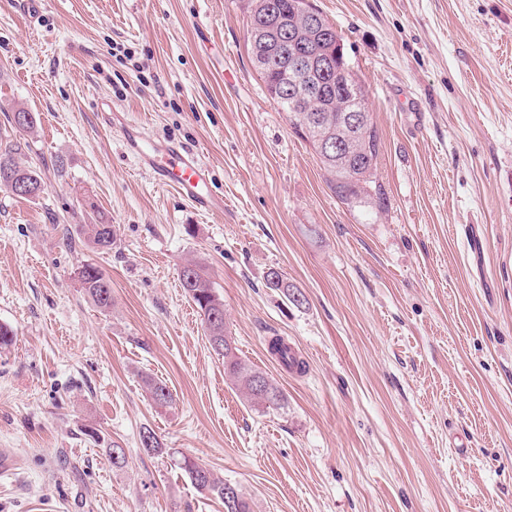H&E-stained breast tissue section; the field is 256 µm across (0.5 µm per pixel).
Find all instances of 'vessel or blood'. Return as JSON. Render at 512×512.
<instances>
[{
    "label": "vessel or blood",
    "instance_id": "obj_1",
    "mask_svg": "<svg viewBox=\"0 0 512 512\" xmlns=\"http://www.w3.org/2000/svg\"><path fill=\"white\" fill-rule=\"evenodd\" d=\"M121 141L125 151L138 159L140 167L157 184L174 189L196 208L223 209L224 200L213 193L209 169L198 152L170 141L149 138L132 125L122 128Z\"/></svg>",
    "mask_w": 512,
    "mask_h": 512
}]
</instances>
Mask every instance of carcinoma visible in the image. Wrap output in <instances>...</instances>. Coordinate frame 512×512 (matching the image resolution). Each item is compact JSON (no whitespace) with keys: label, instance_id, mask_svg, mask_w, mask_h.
<instances>
[{"label":"carcinoma","instance_id":"carcinoma-1","mask_svg":"<svg viewBox=\"0 0 512 512\" xmlns=\"http://www.w3.org/2000/svg\"><path fill=\"white\" fill-rule=\"evenodd\" d=\"M303 0H247L246 31L250 62L263 81L270 99L288 118L292 128L301 134L322 165L326 180L336 197L352 207H368L377 211L387 208V197L375 175V164L379 152L380 137L371 112H366V122L357 129L344 126L342 116L350 108H367L366 91L353 72L343 76L331 72L320 76L324 81L333 82L334 89L323 101L324 108L311 111L308 103L291 104L281 96L282 72L275 63L276 44L261 42L252 38V31L280 24L298 36L308 39V29L297 4ZM305 3V2H303ZM305 6L318 11L312 3ZM316 48L324 53L336 55V67L349 64L344 51L342 37L336 27H330L329 38L317 41ZM348 82L356 89V96L342 93L340 83ZM324 132H332L345 144L344 153L331 157L319 150L318 138ZM16 147L0 149V187L9 188L14 179H25L35 187L43 188L45 183L40 166L19 159ZM92 223L80 225L79 232L95 250L106 253L112 250L116 241L115 226L110 224L101 212L93 211ZM78 281L85 294L99 308L106 310L112 306L111 280L103 269L87 263L78 271ZM180 286L183 293L198 309L206 326L207 339L211 348L224 358V375L242 392L245 399L254 407L278 409L284 401L283 392L266 377L243 361L232 346L231 337L224 329V303L217 294L209 277L197 262L187 263L180 273ZM265 380L267 392L256 389L254 381ZM146 390L151 400L159 406L172 403L173 396L167 386L152 378L145 379ZM139 444L149 453L163 452V446L155 432L143 428L139 433ZM191 482L200 491L213 493L224 502V512H251L249 503L242 492L234 485L214 477L204 465L184 456L180 462Z\"/></svg>","mask_w":512,"mask_h":512}]
</instances>
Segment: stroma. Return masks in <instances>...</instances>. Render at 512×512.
Masks as SVG:
<instances>
[{"label":"stroma","instance_id":"obj_1","mask_svg":"<svg viewBox=\"0 0 512 512\" xmlns=\"http://www.w3.org/2000/svg\"><path fill=\"white\" fill-rule=\"evenodd\" d=\"M314 2L367 90L380 214L336 197L269 98L244 0H46L35 19L0 0V142L46 164L39 198L0 188V512H224L183 455L252 512H512V0ZM111 107L198 151L225 211L138 170ZM92 204L110 252L66 239ZM190 259L282 408L225 376L180 287ZM88 262L110 309L78 282ZM146 426L167 454L140 448ZM78 281L85 294L97 307L106 310L112 306L111 280L100 266L94 263L81 266ZM180 468L188 474L198 490L220 497L224 502V512H251L242 492L235 485L216 479L204 465L182 456Z\"/></svg>","mask_w":512,"mask_h":512}]
</instances>
